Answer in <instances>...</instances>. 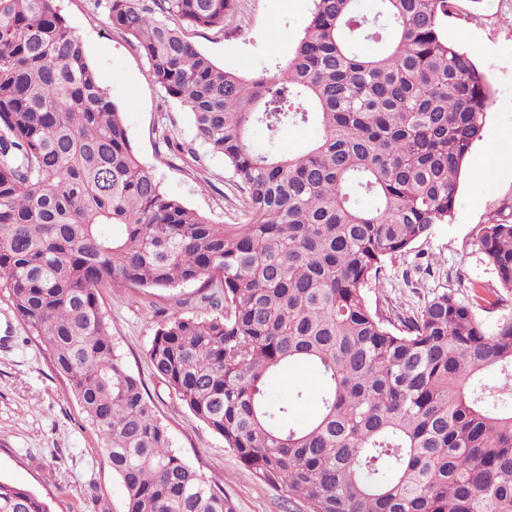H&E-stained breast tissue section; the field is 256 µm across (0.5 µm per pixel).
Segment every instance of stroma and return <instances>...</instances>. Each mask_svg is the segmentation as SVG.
Returning <instances> with one entry per match:
<instances>
[{
  "label": "stroma",
  "mask_w": 512,
  "mask_h": 512,
  "mask_svg": "<svg viewBox=\"0 0 512 512\" xmlns=\"http://www.w3.org/2000/svg\"><path fill=\"white\" fill-rule=\"evenodd\" d=\"M81 40L101 86L124 114L140 161L152 167L163 191L216 223H234L240 193L222 157L201 154L186 165L162 154L160 134L191 144L192 118L179 101L156 85L145 57L105 23L97 0H57ZM444 33L487 71L495 89L484 136L472 149L460 178L459 203L451 223L389 262L371 299L404 317L416 315L432 293L461 290L479 280L497 283L496 273L474 245L473 229L512 212V168L491 186L472 179L486 149L512 154V0H454ZM312 0H241L239 12L223 28L192 30L188 36L218 66L250 73L283 61L299 39ZM112 320V341L125 369L150 395L167 425L176 451L209 482L219 485L234 512H306L303 503L287 506L282 491L259 479L223 438L200 421L154 373L147 352L159 321L179 312L209 316L215 309L208 291L191 284L160 292L116 288L103 294ZM300 386L305 401L291 416L303 423L318 410L321 383L309 367H289L274 391ZM0 479L45 499L52 512H126V497L95 430L84 420L65 381L41 347L16 318L0 293Z\"/></svg>",
  "instance_id": "stroma-1"
}]
</instances>
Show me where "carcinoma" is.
<instances>
[{
	"label": "carcinoma",
	"mask_w": 512,
	"mask_h": 512,
	"mask_svg": "<svg viewBox=\"0 0 512 512\" xmlns=\"http://www.w3.org/2000/svg\"><path fill=\"white\" fill-rule=\"evenodd\" d=\"M312 2L277 71L243 75L185 35L224 27L238 0H106L110 29L236 177L240 221L217 224L139 161L56 0H0V292L68 381L127 512H233L173 449L101 306L105 288L197 283L221 289L219 311L172 314L148 357L261 480L307 512H512V221L474 228L497 287L442 290L399 321L367 295L453 220L489 77L444 36L453 0H378L372 15ZM306 124L318 136L295 155L254 144ZM296 364L322 381L302 424L288 417L303 391L273 394ZM0 512L51 510L0 479Z\"/></svg>",
	"instance_id": "obj_1"
}]
</instances>
